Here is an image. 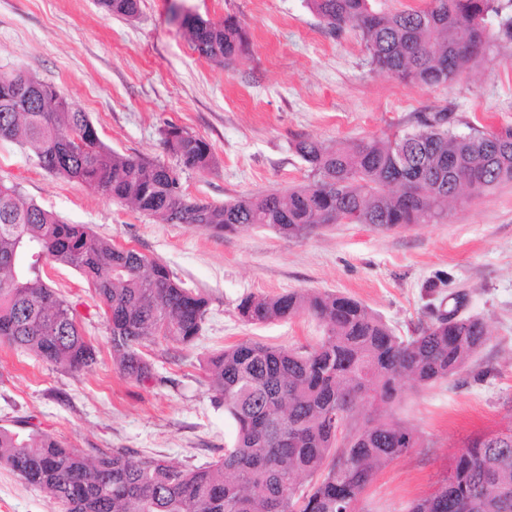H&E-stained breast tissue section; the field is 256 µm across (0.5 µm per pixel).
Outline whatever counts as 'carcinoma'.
I'll list each match as a JSON object with an SVG mask.
<instances>
[{
    "mask_svg": "<svg viewBox=\"0 0 512 512\" xmlns=\"http://www.w3.org/2000/svg\"><path fill=\"white\" fill-rule=\"evenodd\" d=\"M107 15L132 17L139 0H98ZM336 36L360 33L373 68L413 86L452 83L482 62L492 40L512 42V0H427L391 9L388 0H305ZM498 21L494 37L487 24ZM199 56L229 65L250 54L234 16L183 19ZM416 127L336 145L299 139L310 179L286 191L248 194L221 205L188 197L186 170L208 172L211 145L173 124L161 132L167 165L112 150L87 112L23 70L0 74V139L28 147L44 170L89 184L166 224L222 237L262 227L303 238L331 224L382 231L439 224L448 207L512 182V129L455 130L448 110L422 112ZM83 274L104 309L112 356L137 384L156 380L150 344L188 345L200 335L208 300L145 254L69 224L0 181V343L37 354L70 373L97 362L76 305L51 288L46 265ZM250 325L307 315L325 334L298 347L240 341L208 358L215 402L233 421L224 455L176 466L125 451L94 459L51 435L0 427V465L65 512H357L383 466L419 445L415 430L388 412L408 381L425 387L458 373L487 341L485 322L432 309L401 335L358 300L332 292L247 297ZM373 407L374 417L362 414ZM407 512H512V439L469 441L448 477Z\"/></svg>",
    "mask_w": 512,
    "mask_h": 512,
    "instance_id": "carcinoma-1",
    "label": "carcinoma"
}]
</instances>
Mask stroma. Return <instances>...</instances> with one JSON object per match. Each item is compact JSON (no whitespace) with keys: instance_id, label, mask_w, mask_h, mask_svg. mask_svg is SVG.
I'll return each instance as SVG.
<instances>
[{"instance_id":"35a3bbf8","label":"stroma","mask_w":512,"mask_h":512,"mask_svg":"<svg viewBox=\"0 0 512 512\" xmlns=\"http://www.w3.org/2000/svg\"><path fill=\"white\" fill-rule=\"evenodd\" d=\"M237 17L251 52L231 67L195 53L177 13ZM26 69L88 112L113 150L169 160L167 124L204 138L218 164L182 176L193 199L220 204L304 183L291 145L328 144L412 129L419 112L448 109L457 131L512 127V45L449 85L412 87L373 70L353 30L329 36L304 0H140L132 17L109 16L97 0H0V73ZM0 180L70 224L160 260L209 301L202 335L188 347L151 346L158 377L123 378L86 278L49 268L50 285L76 303L98 361L71 374L0 343V426L38 430L97 457L117 448L201 465L220 457L234 432L202 369L245 339L282 346L318 341L323 326L303 315L245 324L247 296L329 291L352 297L402 334L440 300L463 296L464 312L487 324L486 344L448 380L407 390L394 417L419 447L382 468L359 512H406L432 492L477 435L512 424V182L452 205L447 222L383 232L334 224L304 238L250 228L218 238L202 227L165 224L94 187L57 177L29 151L0 141ZM0 512H64L37 487L0 467Z\"/></svg>"}]
</instances>
